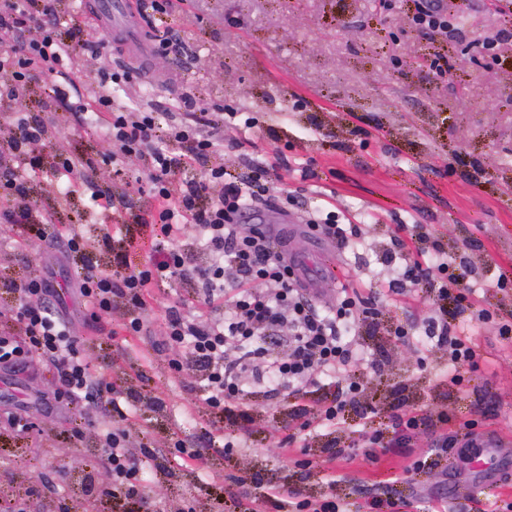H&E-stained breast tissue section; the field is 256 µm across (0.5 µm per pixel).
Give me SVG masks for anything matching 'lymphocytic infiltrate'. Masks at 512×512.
Wrapping results in <instances>:
<instances>
[{"mask_svg":"<svg viewBox=\"0 0 512 512\" xmlns=\"http://www.w3.org/2000/svg\"><path fill=\"white\" fill-rule=\"evenodd\" d=\"M54 15V0H0V72L11 76L10 83L0 85L1 100H18L27 84L40 75L51 78L46 92L52 100H68L72 82L57 79L56 74L63 61L86 48L82 35L91 23L72 19L66 33L60 35L48 26ZM32 26L41 28V38L15 40L17 31ZM109 124L113 140L125 154L139 153L142 145L161 137L158 117L135 108L111 116ZM42 133L40 124L18 119L10 142L12 162L0 164V220L16 226L26 242L43 239L42 226L49 221L30 199L25 182L26 170L43 166L41 156L35 153ZM174 138L182 145L180 151L160 150L150 157L157 205L138 217L157 241L148 262L113 280L110 271L98 268L97 255L111 251L114 238L123 233L122 226L103 228L93 242L71 226L65 234L67 252L82 265L73 287L84 301L90 322L96 325L110 323L115 301H123L130 311L123 327L136 336L144 327L148 286L159 279H193L197 313L188 316L175 306L166 310L165 342L181 349L170 366L179 372L197 371L205 402L216 417L242 427L253 421L249 405L241 400L245 381L259 380L273 391L304 397L312 376L334 374L348 359L360 320L374 319L376 311L370 306L355 311L353 301L346 297L333 313H320L296 288L290 267L271 240L235 223V216L251 206L253 196L237 181L226 179L223 168L177 186L170 182L172 173L192 167L212 146L210 139L192 138L182 131L175 132ZM215 185L220 188L217 201L201 208V198ZM188 226L195 230L189 241L184 238ZM197 243L215 256L213 265H192V249ZM416 254L405 278L426 288L437 300L453 302L456 314H463L468 285L463 275L448 273L441 244L432 243L417 249ZM4 288L15 299L17 312L11 324L0 329V366L51 363L58 397L81 405L67 433L69 444L77 449L83 447L85 437H92L110 475L105 495L142 501L140 460L154 457L155 452L144 443L139 454L131 453L130 412L121 398L113 396L111 384L92 374L71 319L54 304L60 292L51 277L10 280ZM284 325L290 330L288 350L270 356L258 341L273 336ZM430 333L448 348L445 380L459 385L463 372L475 364L474 343L447 322L431 328Z\"/></svg>","mask_w":512,"mask_h":512,"instance_id":"1","label":"lymphocytic infiltrate"}]
</instances>
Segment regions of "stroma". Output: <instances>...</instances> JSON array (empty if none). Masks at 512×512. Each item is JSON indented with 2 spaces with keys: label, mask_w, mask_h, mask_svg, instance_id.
Instances as JSON below:
<instances>
[{
  "label": "stroma",
  "mask_w": 512,
  "mask_h": 512,
  "mask_svg": "<svg viewBox=\"0 0 512 512\" xmlns=\"http://www.w3.org/2000/svg\"><path fill=\"white\" fill-rule=\"evenodd\" d=\"M440 2L457 19L448 35L418 31L412 0H394L387 10L375 9L373 0H192L167 20L188 46L181 59L154 54L143 73L111 49L71 60L85 98L97 90L99 73L126 74L112 91L113 111L156 112L200 133L223 119L220 145L180 180L198 178L208 167L235 175L274 167L253 221L292 230L296 248L310 247L309 220L357 225L349 244L327 240L336 274L316 302L334 310L348 288L373 299L379 312L377 326L363 328L357 339L374 368L360 377L361 391L334 426L299 431L298 411L328 404L347 386L344 376L311 385L301 401L267 395L261 383H251L245 400L253 425L217 433L197 374L171 371L177 351L162 344L165 308L188 296L190 283H152L140 335L123 330L128 310L121 305L112 311L114 334L107 337L79 318L70 284L81 265L67 258L65 245L18 244L17 230L0 222V283L52 273L93 372L139 396L131 434H148L157 450L156 464L144 471L148 503L141 512H225L235 498L244 512H275L265 499L273 487L336 501L341 512H369L375 498L409 502V512H484L491 499L512 502V481L479 488L477 469L457 451L442 450L448 429L404 440L391 427L392 415L411 408L477 420L479 434L507 440L512 470V338L472 322L478 369L460 392L448 391L438 383L448 350L429 334L437 304L413 286L389 288L414 257L412 227L421 224L442 243L449 263H466L475 307L512 321V38L500 44L503 63H493L481 42L503 24L487 0ZM433 52L447 55L452 77L417 66L419 56ZM18 112L43 123L37 149L44 155L91 160L70 180L48 168L30 175L28 193L50 216L47 240L70 224L95 238L101 219L94 201L109 199L113 223L130 234L116 251L125 253L128 266L144 264L154 242L134 222L155 205L145 191L147 159L122 154L104 130L49 103L40 79L21 104L0 103V152L15 133ZM399 326L406 341L393 335ZM54 381L47 364L24 373L0 367V426L11 416L31 426L24 439L0 446V492L31 479L27 512H52L72 500L70 475L88 462L87 452H73L64 440L75 408L55 398ZM153 396L163 399V408L150 404ZM373 430L383 431L386 445L374 461L361 440ZM289 432L297 434L296 444L282 445ZM174 436L199 449L202 461L178 457L170 446ZM419 458L429 466L412 472ZM330 472L341 477L333 487L325 479Z\"/></svg>",
  "instance_id": "stroma-1"
}]
</instances>
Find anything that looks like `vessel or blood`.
I'll list each match as a JSON object with an SVG mask.
<instances>
[{
    "label": "vessel or blood",
    "mask_w": 512,
    "mask_h": 512,
    "mask_svg": "<svg viewBox=\"0 0 512 512\" xmlns=\"http://www.w3.org/2000/svg\"><path fill=\"white\" fill-rule=\"evenodd\" d=\"M85 11L101 30L119 36L118 53L124 60L141 62L151 56V41L140 25L139 9L131 0H91ZM324 251V242L317 237L310 252L285 256L297 287L311 297L319 294L321 282L333 272L332 266L321 261ZM502 446V441L487 436L475 440L470 450L472 461L485 474L488 483L499 482L504 474L499 466Z\"/></svg>",
    "instance_id": "b4317fda"
}]
</instances>
